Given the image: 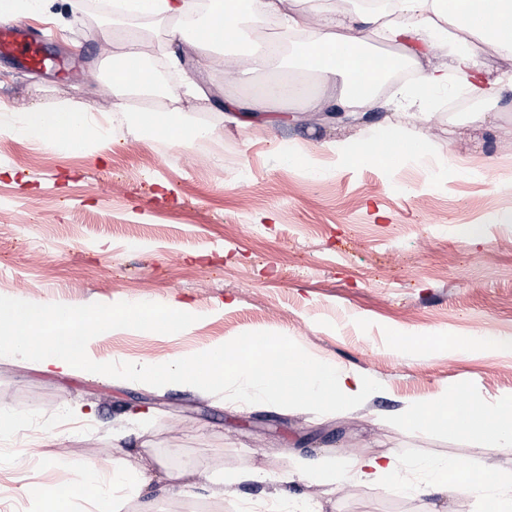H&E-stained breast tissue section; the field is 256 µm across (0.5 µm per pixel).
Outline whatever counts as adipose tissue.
Masks as SVG:
<instances>
[{"mask_svg":"<svg viewBox=\"0 0 512 512\" xmlns=\"http://www.w3.org/2000/svg\"><path fill=\"white\" fill-rule=\"evenodd\" d=\"M128 9L119 11L123 29L106 33V43L121 50L124 69H112L113 105L126 111V97L132 88L128 72L141 67L143 22L168 18L187 19L196 10V0H128ZM393 20H384L373 9H322L314 5L306 15L289 12L288 0H249V13L279 19L282 36L266 43L248 57L249 70L265 71L280 57L294 36H301V61L319 73L330 92L320 102L321 107L333 105L359 108L365 105L382 77L393 69L398 60H418L424 48L435 41L451 39V66L419 68L413 85L402 90L403 102L421 110H429L435 92L448 86L449 72H456L478 94L493 89L498 100L512 103V77L495 74L481 63L473 48V38H480L500 53L512 55V0H390ZM242 12L239 0H210V10L198 35L207 40L231 43L239 41L236 20ZM377 33L395 45L396 56L385 65H374L364 46L365 32ZM86 105L69 102L50 110L31 109L23 112L18 123L0 124V135L9 134L35 142L50 151H69L83 146L87 136ZM400 148L405 154L423 156L427 153L424 137L400 139L395 129L385 128L358 146L343 149L333 146L340 158L382 161L388 148ZM406 423L418 426L445 427L453 433L476 440L486 447L512 451V408L500 415H488L472 402L435 397L415 402L404 416ZM428 475V488L447 491L457 488L486 499L493 512H512V470L491 465L483 468L481 478L472 470L451 459H426L422 462ZM406 465L391 455L352 458L337 467H316L303 471V480L331 485L351 475L383 485L389 491L401 493L407 488ZM133 478L122 461L111 459L107 464L87 466L79 478L65 488L43 490L41 512H59L61 499L84 493L97 486L98 497L94 512H121L123 498L120 488Z\"/></svg>","mask_w":512,"mask_h":512,"instance_id":"obj_1","label":"adipose tissue"}]
</instances>
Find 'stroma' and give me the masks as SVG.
<instances>
[{
	"mask_svg": "<svg viewBox=\"0 0 512 512\" xmlns=\"http://www.w3.org/2000/svg\"><path fill=\"white\" fill-rule=\"evenodd\" d=\"M49 65L20 69L0 57L1 119L31 106L82 101L105 132L73 152L0 136V296L73 306L118 302L190 304L188 333L121 329L92 346L101 361L177 354L246 332L286 335L310 356L382 385L359 407L318 415L229 401L185 386L129 385L85 372L47 373L0 357V407L37 419V446L0 440V512H39L26 491L71 482L87 463L123 457L152 468V484L124 512H239L282 491L323 512H484L464 492L396 495L346 479L323 486L299 467L395 454L452 458L512 469V455L445 430L404 423L412 401L450 390L495 411L512 398V107L488 97L449 111L462 87L449 75L428 118L410 117L390 89L373 121L307 123L297 103L272 123L227 122L224 102L244 101L260 81L209 76L210 103L183 99L173 123L210 129L224 165L194 146L150 138L135 112L102 96L107 47L93 19L50 0ZM423 134L428 155L386 166L343 163L327 143H361L371 130ZM320 158L324 173L286 163ZM477 334L468 353L449 339ZM293 481L281 484L280 475ZM184 473L195 495L159 493Z\"/></svg>",
	"mask_w": 512,
	"mask_h": 512,
	"instance_id": "obj_1",
	"label": "stroma"
}]
</instances>
